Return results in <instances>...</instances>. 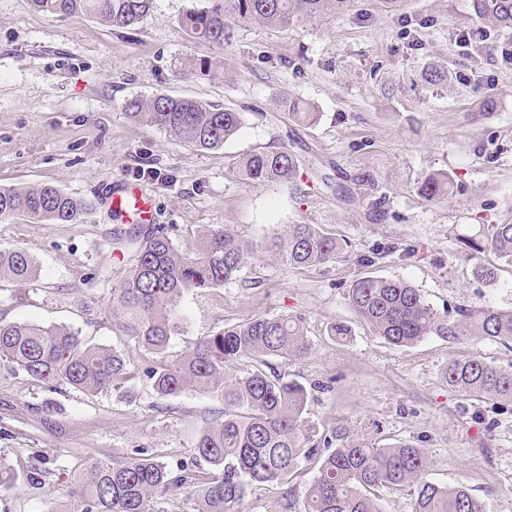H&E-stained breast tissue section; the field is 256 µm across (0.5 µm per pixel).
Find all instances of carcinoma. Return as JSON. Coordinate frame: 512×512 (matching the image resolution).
Here are the masks:
<instances>
[{
    "label": "carcinoma",
    "mask_w": 512,
    "mask_h": 512,
    "mask_svg": "<svg viewBox=\"0 0 512 512\" xmlns=\"http://www.w3.org/2000/svg\"><path fill=\"white\" fill-rule=\"evenodd\" d=\"M179 19L187 35L224 46L234 39L239 22L289 26L349 11L352 0H199ZM39 12L83 13L114 28L127 29L150 14L153 0H31ZM470 8L494 30L512 34V0H470ZM182 73L221 79L224 60L180 62ZM424 81H448V70L430 64ZM288 115L314 123L311 103L281 97ZM137 123L155 127L197 151L224 146L239 132L241 113L206 102L158 94L127 104ZM243 177L258 185L278 183L299 189L298 162L288 150H258L240 164ZM447 173L431 174L420 194L438 201L452 194ZM83 201L58 186L43 183L0 188V220L22 215L36 224H74L84 213ZM473 274L487 284L497 281L496 267L482 263L490 252L512 263V223L479 224L458 235ZM119 245L132 253L119 286L111 289L108 318L134 343L156 355L145 368L153 389L163 397L186 391L224 401L218 419L202 429L194 444V462L173 470L143 452L125 461L91 460L73 478V508L50 512H167L168 496L183 495L181 512H242L241 505L260 486H284L299 475L302 463L316 460L317 472L302 512H382L383 495L407 492L412 512H486L485 503L460 486H441L426 479L429 459L411 441L382 444L345 429L318 436L307 419L309 391L276 371L278 360L306 358L311 345L302 319L288 314L254 316L225 325L198 338L171 356L172 337L184 332L183 296L198 289L235 281L255 253L226 227L208 228L182 248L164 226L136 225ZM269 248L291 267L332 262L343 251L335 237L315 224H290L269 240ZM36 259L25 249L0 250V278L27 283L37 277ZM355 315L391 345H413L427 336L450 343L465 339L512 341V311L492 306L458 308L457 317L442 316L419 289L401 279L363 276L348 288ZM242 359L255 363L242 375L226 368ZM0 360L34 381L80 391L118 390L134 378L130 361L114 347L93 343L66 326L0 321ZM448 386L475 397L512 401V371L481 357L452 359L443 373Z\"/></svg>",
    "instance_id": "carcinoma-1"
}]
</instances>
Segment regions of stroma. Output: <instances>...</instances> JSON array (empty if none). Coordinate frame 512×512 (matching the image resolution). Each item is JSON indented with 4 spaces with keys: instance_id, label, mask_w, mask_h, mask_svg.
Instances as JSON below:
<instances>
[{
    "instance_id": "1",
    "label": "stroma",
    "mask_w": 512,
    "mask_h": 512,
    "mask_svg": "<svg viewBox=\"0 0 512 512\" xmlns=\"http://www.w3.org/2000/svg\"><path fill=\"white\" fill-rule=\"evenodd\" d=\"M190 5L154 0L141 24L116 30L85 14L0 0V188L51 183L89 205L76 224L0 220V248H25L41 268L25 285L0 279V320L78 328L124 351L139 371L128 399L51 390L0 361V452L15 472L14 487L0 490V512L66 504L75 471L91 458L121 461L144 450L171 468L191 461L198 433L223 409L193 391L158 396L140 374L152 354L107 317L110 289L129 261L113 242L129 227L111 201L121 182L137 187L151 223L171 227L179 245L225 225L260 246L235 283L183 297L186 332L170 354L255 315H300L312 350L276 369L308 389L307 418L320 433L342 426L421 441L430 481L467 486L487 512H512V402L467 396L443 379L449 360L472 355L512 371V342L430 336L396 347L356 318L347 297L353 280L378 276L411 283L442 314L512 309V265L500 263L497 283L486 284L456 241L465 225L512 220V67L501 61L502 39L488 40L478 57L460 46L459 31L479 25L469 0H404L397 12L384 0H353L330 20L240 24L218 47L180 28ZM201 57L223 59L229 80L175 73V60ZM430 62L446 64L451 83L425 86L420 72ZM474 71L487 86L468 81ZM157 94L232 109L243 127L222 148L192 150L128 117L129 100ZM284 94L314 105L318 123H295L278 104ZM282 147L300 160L302 193L240 176L241 157ZM438 172L452 176L453 194L430 203L418 187ZM290 224L335 236L340 257L283 265L264 244ZM338 321L352 329L347 342L327 333ZM35 463L45 474L33 486L26 474ZM314 474L309 463L288 485L256 490L245 512H300Z\"/></svg>"
}]
</instances>
